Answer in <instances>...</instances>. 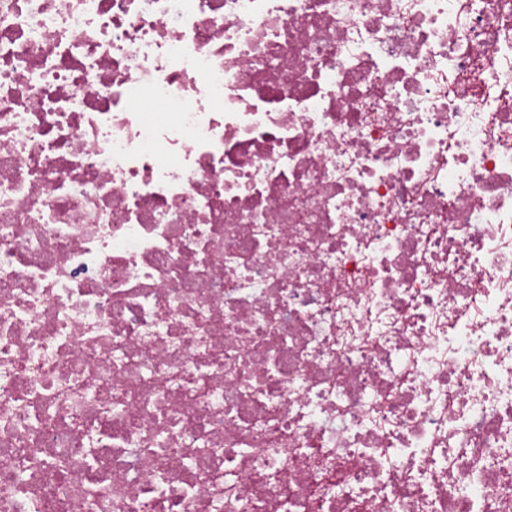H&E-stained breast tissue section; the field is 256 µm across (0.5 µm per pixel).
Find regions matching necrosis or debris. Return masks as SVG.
<instances>
[{"label":"necrosis or debris","instance_id":"1","mask_svg":"<svg viewBox=\"0 0 512 512\" xmlns=\"http://www.w3.org/2000/svg\"><path fill=\"white\" fill-rule=\"evenodd\" d=\"M0 512H512V0H0Z\"/></svg>","mask_w":512,"mask_h":512}]
</instances>
